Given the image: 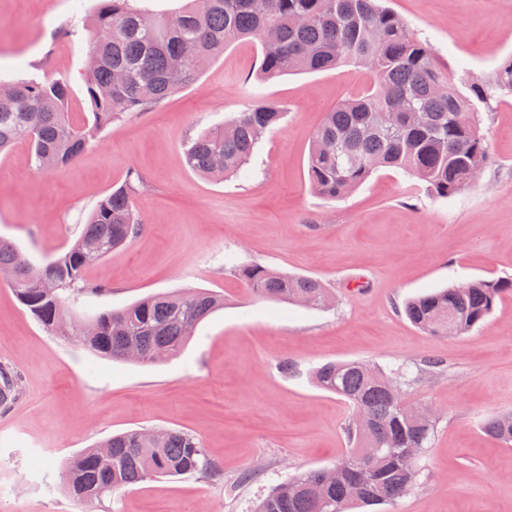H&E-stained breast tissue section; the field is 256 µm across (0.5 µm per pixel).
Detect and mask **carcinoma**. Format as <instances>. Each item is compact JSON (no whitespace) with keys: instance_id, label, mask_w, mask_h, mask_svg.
Returning a JSON list of instances; mask_svg holds the SVG:
<instances>
[{"instance_id":"obj_1","label":"carcinoma","mask_w":512,"mask_h":512,"mask_svg":"<svg viewBox=\"0 0 512 512\" xmlns=\"http://www.w3.org/2000/svg\"><path fill=\"white\" fill-rule=\"evenodd\" d=\"M252 38L260 46L257 78L333 70L352 63L375 77L369 91L347 98L325 113L307 160L310 190L324 199L347 196L381 168H396L424 182L440 198L456 195L475 179L487 156L480 112L512 98V58L486 79L459 89L455 74L431 48L378 0H183L154 12L139 0H98L89 42L85 98L92 120L70 119V84L62 79L27 78L0 84V154L28 143L35 167L61 170L102 130L131 112L194 84L224 48ZM284 117V109L254 100L224 125L187 142L189 168L223 179L244 170L263 137ZM142 184L132 175L101 199L82 235L43 269L22 266L19 249L0 239V274L36 321L56 336L57 323L70 322L71 336L97 356L126 361L135 347L145 355L163 348L176 356L196 327L224 306L207 290L176 291L101 312L89 321L95 334L82 336L67 314L66 294H98L85 270L141 230L133 197ZM261 299L326 308L332 295L316 278L292 276L259 263L234 269ZM512 291V279L474 280L416 297L406 318L434 336L464 335L481 323L497 300ZM362 362H328L313 374L315 384L350 403L354 417L345 430L353 448L333 465L296 474L261 497L253 512H346L348 505L393 504L417 485L415 458L430 447L436 422L410 405L406 388L418 377L409 367L389 370V386L370 376ZM18 375L0 365V411L20 398ZM484 432L512 446V413L494 415ZM108 446L107 454L100 451ZM160 476L224 481V469L194 434L164 430L154 445L144 429L115 434L84 450L70 463L66 488L84 504Z\"/></svg>"}]
</instances>
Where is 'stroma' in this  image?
I'll return each mask as SVG.
<instances>
[{
	"label": "stroma",
	"mask_w": 512,
	"mask_h": 512,
	"mask_svg": "<svg viewBox=\"0 0 512 512\" xmlns=\"http://www.w3.org/2000/svg\"><path fill=\"white\" fill-rule=\"evenodd\" d=\"M95 0H0V81L67 79L71 112L90 119L82 90ZM449 69L483 79L512 58V0H384ZM259 46L236 41L191 87L107 126L68 167L40 172L27 144L0 156V238L34 265L64 253L89 212L136 170L140 233L87 269L97 295L69 299L75 320L145 296L205 288L224 297L183 351L164 362L101 358L50 335L0 278V364L20 375L21 397L0 412V512H252L269 486L330 467L347 453L352 406L315 387L328 361L384 369L440 361L408 390L438 418L416 461L419 486L384 512H512V447L481 424L512 412V294L470 333L416 328L404 302L477 278H512V98L483 114L487 160L449 199L402 170L383 168L350 195L312 194V137L343 99L369 90L354 65L256 77ZM286 116L245 174L228 180L188 169L184 148L252 99ZM320 279L323 310L254 297L234 265ZM291 367L290 374L279 364ZM175 428L197 435L224 468L220 483L185 477L143 482L87 506L65 492L81 451L112 434ZM260 478L236 486L238 475Z\"/></svg>",
	"instance_id": "obj_1"
}]
</instances>
